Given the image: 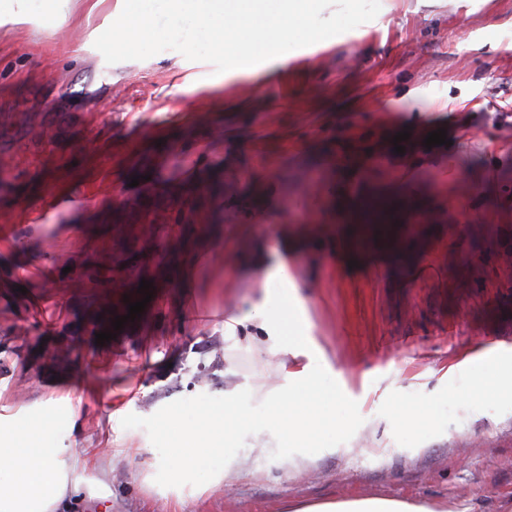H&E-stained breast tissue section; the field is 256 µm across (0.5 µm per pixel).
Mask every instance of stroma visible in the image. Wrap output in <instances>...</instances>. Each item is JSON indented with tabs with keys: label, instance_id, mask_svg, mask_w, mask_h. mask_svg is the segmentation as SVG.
<instances>
[{
	"label": "stroma",
	"instance_id": "35a3bbf8",
	"mask_svg": "<svg viewBox=\"0 0 512 512\" xmlns=\"http://www.w3.org/2000/svg\"><path fill=\"white\" fill-rule=\"evenodd\" d=\"M117 7L76 0L57 23L35 0L0 26V408L24 428L79 390L46 441L80 450L114 438V409L223 395L228 369L246 384L251 356L221 325L259 297L253 255L289 239L311 325L296 362L321 363L364 422L290 467L243 447L248 475L182 512L342 496L512 512V396L474 389L512 372V0H381L355 29L220 74L174 50L107 64L94 42ZM364 191L390 201L397 248L351 242L337 202ZM119 279L153 296L99 344ZM408 410L424 420L405 427ZM126 435L111 497L81 512H165L143 483L157 450Z\"/></svg>",
	"mask_w": 512,
	"mask_h": 512
}]
</instances>
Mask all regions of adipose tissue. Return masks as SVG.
I'll use <instances>...</instances> for the list:
<instances>
[{"mask_svg": "<svg viewBox=\"0 0 512 512\" xmlns=\"http://www.w3.org/2000/svg\"><path fill=\"white\" fill-rule=\"evenodd\" d=\"M253 266L262 288L251 309L224 320V338L245 344L251 354L248 390L261 392L274 407L271 419L280 435L304 443L336 422L318 405L316 376L294 377L288 353L299 344L300 301L278 304L276 284L287 279L282 254L258 255ZM55 401L43 404L32 430H20L0 415V512H74L88 499L110 497L112 457L109 448L84 454L73 448L44 446L42 437L57 424ZM291 512H433L424 504L390 498H351L302 504Z\"/></svg>", "mask_w": 512, "mask_h": 512, "instance_id": "ef3b65f1", "label": "adipose tissue"}]
</instances>
